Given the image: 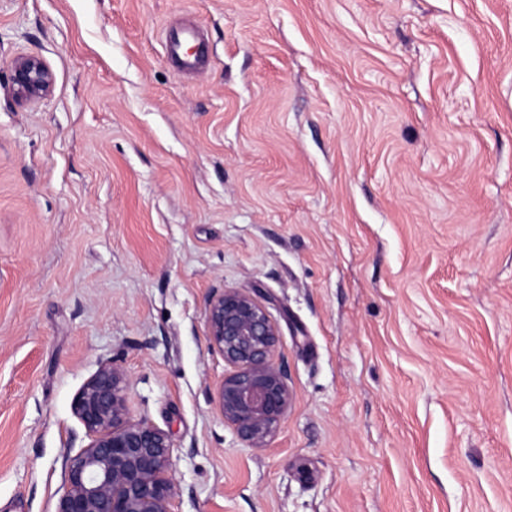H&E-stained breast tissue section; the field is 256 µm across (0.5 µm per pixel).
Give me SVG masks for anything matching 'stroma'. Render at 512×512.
I'll list each match as a JSON object with an SVG mask.
<instances>
[{"mask_svg": "<svg viewBox=\"0 0 512 512\" xmlns=\"http://www.w3.org/2000/svg\"><path fill=\"white\" fill-rule=\"evenodd\" d=\"M227 288L279 331L265 448L216 403ZM106 361L171 512H512V0H0V512H54ZM185 41H194L200 47V51L193 56L180 57L179 50ZM205 36L202 29L194 24H188L180 28L175 35L166 41L168 55L179 58V69L183 74L196 73L205 61ZM14 92L25 99L45 96L52 86V75L41 59L35 56L18 58L13 66Z\"/></svg>", "mask_w": 512, "mask_h": 512, "instance_id": "35a3bbf8", "label": "stroma"}]
</instances>
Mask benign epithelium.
<instances>
[{"mask_svg": "<svg viewBox=\"0 0 512 512\" xmlns=\"http://www.w3.org/2000/svg\"><path fill=\"white\" fill-rule=\"evenodd\" d=\"M52 75L35 56L13 66L14 92L45 96ZM208 340L233 371L224 377L217 403L224 421L252 448L267 447L285 419L287 378L273 362L276 326L246 291L226 288L206 302ZM127 383L115 362H105L77 392L72 411L88 444L68 458L55 512H171L177 495L172 476L173 441L162 428L133 421L126 406Z\"/></svg>", "mask_w": 512, "mask_h": 512, "instance_id": "obj_1", "label": "benign epithelium"}]
</instances>
